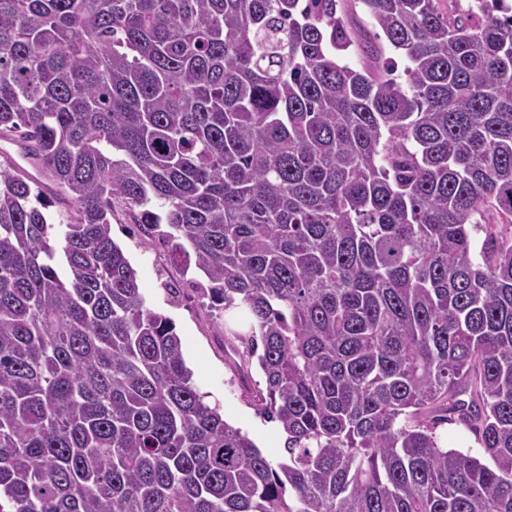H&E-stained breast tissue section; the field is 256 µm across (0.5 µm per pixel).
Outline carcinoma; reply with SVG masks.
Returning <instances> with one entry per match:
<instances>
[{
    "label": "carcinoma",
    "mask_w": 512,
    "mask_h": 512,
    "mask_svg": "<svg viewBox=\"0 0 512 512\" xmlns=\"http://www.w3.org/2000/svg\"><path fill=\"white\" fill-rule=\"evenodd\" d=\"M354 2L360 39L347 0H0L45 179L0 164V512H512V0ZM119 210L195 257L281 459L203 402ZM443 445L447 448H455L462 451L471 449L472 454L479 452V445L463 426L459 424H442L436 429Z\"/></svg>",
    "instance_id": "obj_1"
}]
</instances>
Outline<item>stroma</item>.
<instances>
[{"mask_svg":"<svg viewBox=\"0 0 512 512\" xmlns=\"http://www.w3.org/2000/svg\"><path fill=\"white\" fill-rule=\"evenodd\" d=\"M112 237L137 270L147 307L174 321L197 390L219 402L225 421L246 431L264 455L279 459L282 432L278 423L264 420L224 362L220 346L224 314L200 296L197 286L204 283L203 274L195 265L171 260L170 243L143 244L141 230L125 215L113 219Z\"/></svg>","mask_w":512,"mask_h":512,"instance_id":"obj_1","label":"stroma"}]
</instances>
